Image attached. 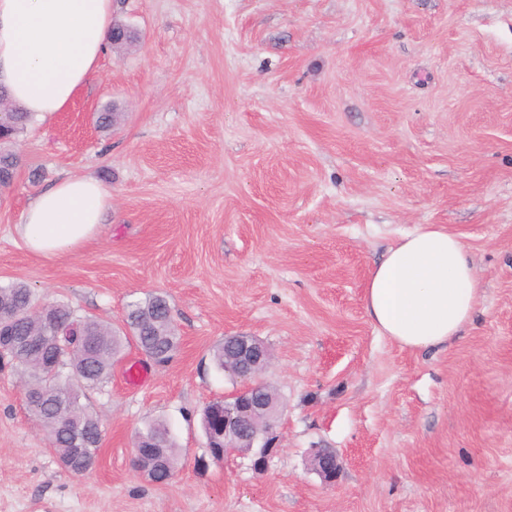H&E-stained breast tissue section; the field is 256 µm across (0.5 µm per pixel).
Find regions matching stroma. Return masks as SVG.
<instances>
[{
  "label": "stroma",
  "instance_id": "35a3bbf8",
  "mask_svg": "<svg viewBox=\"0 0 512 512\" xmlns=\"http://www.w3.org/2000/svg\"><path fill=\"white\" fill-rule=\"evenodd\" d=\"M116 2L139 41L12 146L0 283L116 326L164 295L179 347L157 365L127 345L90 392L102 441L86 477L0 368V512H512V0ZM108 104L122 119L104 132ZM65 174L98 179L112 209L45 261L13 226ZM421 224L463 239L481 288L471 323L426 352L379 335L363 303ZM238 333L269 347L262 378L285 404L263 474L205 448L203 408L237 386L211 354ZM152 421L182 454L166 485L130 464ZM316 448L342 464L333 488ZM330 457L333 459V462L336 461V468L331 469L325 466V460ZM315 469L318 475L321 478V481L325 487H333L338 479L339 473L341 471V464L336 455L331 453L329 450L324 448H316L315 449Z\"/></svg>",
  "mask_w": 512,
  "mask_h": 512
}]
</instances>
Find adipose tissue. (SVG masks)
Instances as JSON below:
<instances>
[{"mask_svg": "<svg viewBox=\"0 0 512 512\" xmlns=\"http://www.w3.org/2000/svg\"><path fill=\"white\" fill-rule=\"evenodd\" d=\"M113 0H0V88L35 119L66 111L97 70L114 22ZM112 208L96 180L63 176L24 209L15 232L32 254L80 251ZM479 283L468 247L440 224L390 246L372 270L364 307L402 347H444L475 314Z\"/></svg>", "mask_w": 512, "mask_h": 512, "instance_id": "1", "label": "adipose tissue"}]
</instances>
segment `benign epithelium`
<instances>
[{
    "instance_id": "obj_1",
    "label": "benign epithelium",
    "mask_w": 512,
    "mask_h": 512,
    "mask_svg": "<svg viewBox=\"0 0 512 512\" xmlns=\"http://www.w3.org/2000/svg\"><path fill=\"white\" fill-rule=\"evenodd\" d=\"M227 340L235 354L237 380L244 386L210 409L211 414L224 418V424L208 431L207 447L224 448L225 457L239 454L241 448H252L251 467L263 472L277 452L275 428L282 415L280 398L268 392L260 380L267 368L268 350L255 336L233 335ZM329 457L335 455L324 448L315 449V469L323 485L330 488L338 479L341 464L334 469L326 467Z\"/></svg>"
}]
</instances>
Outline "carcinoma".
<instances>
[{
  "label": "carcinoma",
  "instance_id": "1",
  "mask_svg": "<svg viewBox=\"0 0 512 512\" xmlns=\"http://www.w3.org/2000/svg\"><path fill=\"white\" fill-rule=\"evenodd\" d=\"M139 35L128 25L116 22L109 36L115 47L138 41ZM33 118L18 109L0 118L9 128L1 132L0 190L12 185L18 166L16 153L7 149L24 134ZM0 305L9 315L0 316V337L40 334L46 336L42 355L30 353L21 345L0 348V363L10 364L24 380V395L30 415L46 433L49 446L55 451L61 466L73 475L97 464L101 442L99 416L82 402L86 392L102 387L111 377L112 366L124 344L133 342L158 365L170 362L178 346L171 307L159 294H150L127 305L123 323L114 326L92 315H80L63 301H45L26 284H0ZM54 359L56 370L43 369L41 357ZM231 349L219 343L213 352L217 369L232 374ZM77 426L85 444L80 453L74 450V437L65 422ZM146 442L159 441L156 457L144 456L134 463L136 471H147L154 483H166L178 463V448L169 428L153 422L138 431Z\"/></svg>",
  "mask_w": 512,
  "mask_h": 512
}]
</instances>
